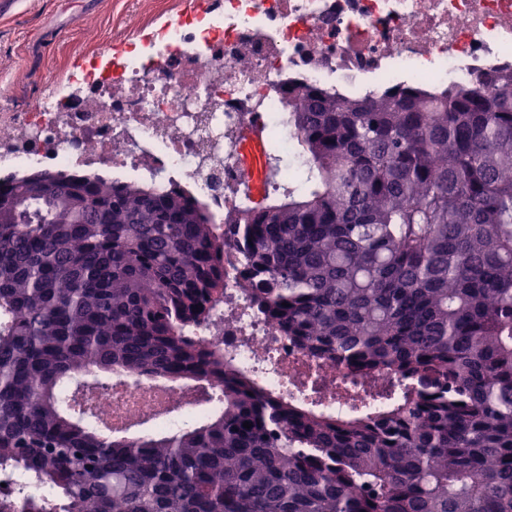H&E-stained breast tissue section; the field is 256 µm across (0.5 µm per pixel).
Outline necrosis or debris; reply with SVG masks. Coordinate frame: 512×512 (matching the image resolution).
<instances>
[{"label":"necrosis or debris","instance_id":"obj_1","mask_svg":"<svg viewBox=\"0 0 512 512\" xmlns=\"http://www.w3.org/2000/svg\"><path fill=\"white\" fill-rule=\"evenodd\" d=\"M512 70V0H223L181 13L148 42L127 43L107 64L89 61L78 99L38 98L0 115V181L36 172L98 173L185 190L221 224L252 183L243 135L261 128L283 184L307 186L300 133L284 114L283 86L334 87L350 96L398 87L476 83ZM224 298L196 336L267 391L332 415L378 408L357 374L309 358L249 302L250 280L226 254ZM179 381L117 378L97 392L101 415L178 404L153 431L172 433L219 412L184 405Z\"/></svg>","mask_w":512,"mask_h":512}]
</instances>
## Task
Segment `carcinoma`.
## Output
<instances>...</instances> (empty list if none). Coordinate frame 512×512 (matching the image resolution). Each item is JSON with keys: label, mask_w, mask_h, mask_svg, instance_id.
Listing matches in <instances>:
<instances>
[{"label": "carcinoma", "mask_w": 512, "mask_h": 512, "mask_svg": "<svg viewBox=\"0 0 512 512\" xmlns=\"http://www.w3.org/2000/svg\"><path fill=\"white\" fill-rule=\"evenodd\" d=\"M285 103L310 185L268 158L264 202L221 234L185 192L0 183V466L55 494L16 482L0 512H512V71ZM227 248L299 349L407 384L333 416L206 347ZM115 372L224 408L116 435L92 401Z\"/></svg>", "instance_id": "1"}]
</instances>
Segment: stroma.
I'll list each match as a JSON object with an SVG mask.
<instances>
[{
    "instance_id": "35a3bbf8",
    "label": "stroma",
    "mask_w": 512,
    "mask_h": 512,
    "mask_svg": "<svg viewBox=\"0 0 512 512\" xmlns=\"http://www.w3.org/2000/svg\"><path fill=\"white\" fill-rule=\"evenodd\" d=\"M202 0H24L0 16V113L38 97H66L73 76L97 54L119 52Z\"/></svg>"
}]
</instances>
